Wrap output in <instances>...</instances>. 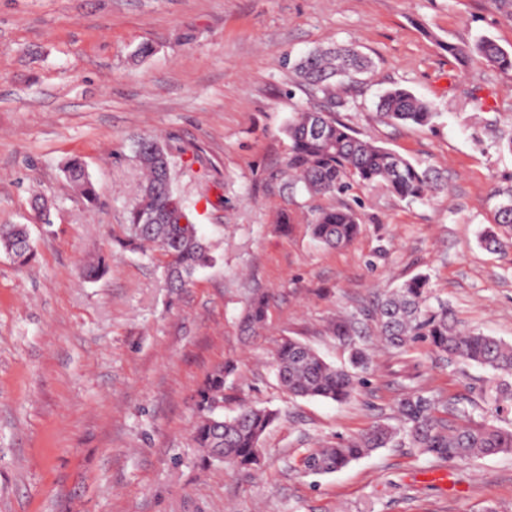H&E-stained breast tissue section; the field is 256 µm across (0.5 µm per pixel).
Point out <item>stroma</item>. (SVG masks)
Here are the masks:
<instances>
[{"mask_svg":"<svg viewBox=\"0 0 512 512\" xmlns=\"http://www.w3.org/2000/svg\"><path fill=\"white\" fill-rule=\"evenodd\" d=\"M482 36L512 50V0H0V227L29 225L33 247L23 268L0 252V512H512L511 455L472 467L399 440L332 474L302 465L313 448L396 423L414 390L512 428V406L479 395L487 371L425 343L393 350L369 315L424 274L465 328L512 343V248L478 242L512 194V73L478 57L457 65L446 50ZM145 41L152 55L133 59ZM328 44L373 63L332 102L282 62ZM392 87L429 102L434 122L377 121ZM306 105L436 168L440 188L411 203L354 189L356 240L315 242L313 214L342 200L282 173V129ZM146 133L164 142L217 257L177 297L165 256L120 245L142 180L133 143ZM76 154L96 202L63 171ZM37 191L52 226L31 221ZM98 256L106 274L83 279L79 265ZM256 292L270 296L267 320L246 337ZM339 315L369 345L365 385L345 404L290 396L273 350L294 337L343 363L327 331ZM221 363L236 367L224 415L278 413L254 471L202 466L192 446L198 392Z\"/></svg>","mask_w":512,"mask_h":512,"instance_id":"1","label":"stroma"}]
</instances>
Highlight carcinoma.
<instances>
[{
  "label": "carcinoma",
  "instance_id": "obj_1",
  "mask_svg": "<svg viewBox=\"0 0 512 512\" xmlns=\"http://www.w3.org/2000/svg\"><path fill=\"white\" fill-rule=\"evenodd\" d=\"M448 54L465 65L477 56L504 73L512 72V52L494 39L483 37L468 47L448 45ZM372 65L368 56L353 47L315 48L292 63L301 85L332 100L336 83L354 81ZM376 117L390 123L428 125L436 117L431 107L404 88L386 91L376 105ZM289 148L285 173L315 195H345L356 186L385 185L403 200L427 197L438 186L437 171L411 162L398 153L361 137L331 112L304 106L284 128ZM137 162L144 171L135 206L129 213L122 245L131 250L155 248L169 258L167 285L179 291L197 271L216 262L210 246L199 234L186 204L156 223L151 218L166 205L173 165L168 152L153 136L134 144ZM65 173L87 199H97V190L81 158L65 165ZM361 217L350 204L315 212L310 232L318 243L331 248L350 245L360 232ZM480 244L487 251H501L512 243L493 229L485 230ZM0 250L20 266L32 258L28 225L14 224L0 229ZM268 298L253 297L241 324V332L255 335L263 329ZM381 338L394 349L426 342L450 363L479 366L490 372L482 390L484 398L496 404H512V344L495 336L460 327L448 303L432 301L429 280L414 276L396 286L371 311ZM328 332L342 343L348 363L327 362L306 343L282 340L272 354V364L281 386L301 398L336 403L350 400L358 390L361 375L370 369L369 347L354 322L340 315L328 325ZM231 366H219L206 378L199 391L198 416L192 433L193 447L200 463L211 465L217 454L242 469L258 465L261 440L277 418L265 407L244 406L231 418L216 415L224 402L225 379ZM447 408L450 419L435 417L438 407ZM402 428L377 423L358 437L336 443L333 448H314L304 458L308 474H330L359 460L367 453L385 448L403 433L419 451L452 462L472 463L498 454H512V429L475 419L474 411L457 398L414 392L399 402Z\"/></svg>",
  "mask_w": 512,
  "mask_h": 512
}]
</instances>
